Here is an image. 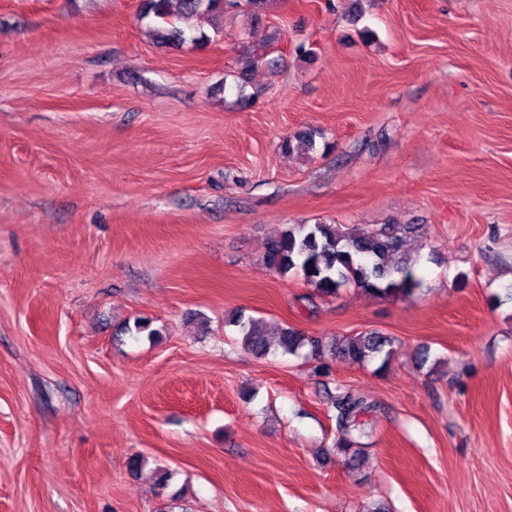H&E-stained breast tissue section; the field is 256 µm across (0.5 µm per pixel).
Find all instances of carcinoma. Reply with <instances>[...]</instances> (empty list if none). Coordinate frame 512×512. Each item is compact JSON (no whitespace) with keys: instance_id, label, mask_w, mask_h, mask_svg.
<instances>
[{"instance_id":"1","label":"carcinoma","mask_w":512,"mask_h":512,"mask_svg":"<svg viewBox=\"0 0 512 512\" xmlns=\"http://www.w3.org/2000/svg\"><path fill=\"white\" fill-rule=\"evenodd\" d=\"M171 2L144 0L142 10V17L158 21L156 38L163 45H180L188 39L205 41L203 35L187 37V28L181 23L197 15H207L219 23L225 10L236 6L235 0H177L174 11ZM409 230V226L400 224H290L267 243L263 262L280 276L302 273L314 288L311 303L316 298H334L348 287L382 298L410 297L421 285V278L417 275L418 260L402 249ZM231 325L237 328L245 348L257 356L269 353L271 344L263 319L240 313ZM393 344L392 337L370 331L345 336L328 346L289 326L281 329L278 342L284 354L295 355L307 346L318 358L328 351L357 364L378 360L381 369L391 360ZM331 408L336 422L334 452L352 464L359 455L357 438L365 434L362 416L370 406L361 396L342 390L332 397Z\"/></svg>"}]
</instances>
